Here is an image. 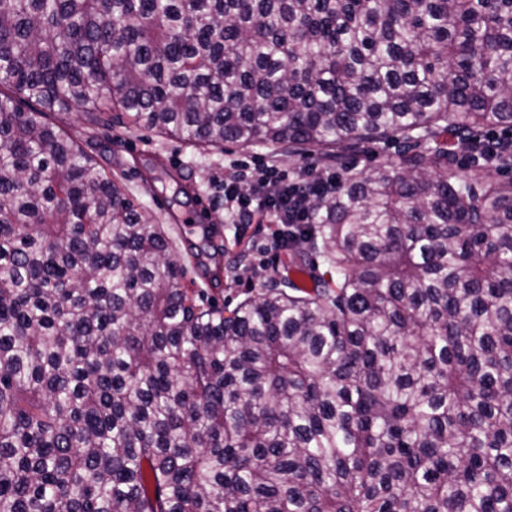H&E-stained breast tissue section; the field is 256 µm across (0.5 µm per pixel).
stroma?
Returning <instances> with one entry per match:
<instances>
[{"label":"stroma","instance_id":"stroma-1","mask_svg":"<svg viewBox=\"0 0 512 512\" xmlns=\"http://www.w3.org/2000/svg\"><path fill=\"white\" fill-rule=\"evenodd\" d=\"M52 119L75 138L93 140L104 165L134 202L149 210L163 226L187 268L183 284L188 292L229 309L264 286L293 274L296 251L264 247L265 234L257 225L225 224L217 238L224 246L223 254L216 258L224 268L221 281H214L203 268L195 266L189 246L200 242L201 231L194 228L192 220L199 207L209 201L205 192L209 179L223 178L224 167L230 163L250 169L268 162L291 174L324 178L347 167L366 170L398 161V147L391 143L353 149L338 161L231 143L202 155L179 139L144 128H127L126 118L119 112L108 128L91 126L86 115L77 111L57 112Z\"/></svg>","mask_w":512,"mask_h":512}]
</instances>
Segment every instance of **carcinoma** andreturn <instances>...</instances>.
I'll return each mask as SVG.
<instances>
[{"label":"carcinoma","instance_id":"obj_1","mask_svg":"<svg viewBox=\"0 0 512 512\" xmlns=\"http://www.w3.org/2000/svg\"><path fill=\"white\" fill-rule=\"evenodd\" d=\"M72 110L203 151L400 159L308 198L295 245L335 276L226 309L46 120ZM495 128L512 0H0V512H512Z\"/></svg>","mask_w":512,"mask_h":512}]
</instances>
